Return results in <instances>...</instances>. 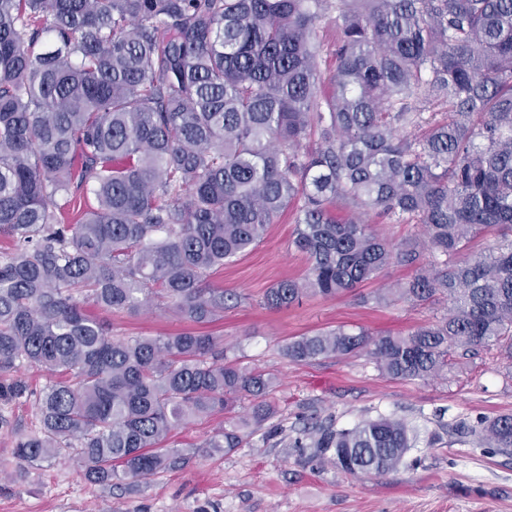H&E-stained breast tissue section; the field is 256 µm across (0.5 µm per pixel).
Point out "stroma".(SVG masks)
<instances>
[{
    "mask_svg": "<svg viewBox=\"0 0 512 512\" xmlns=\"http://www.w3.org/2000/svg\"><path fill=\"white\" fill-rule=\"evenodd\" d=\"M291 214L270 225L263 241L235 263L213 273L209 285L234 293L222 319L194 324L171 313L129 315L101 312L119 336H166L182 331L223 337L243 364L273 372L279 413L273 434L256 433L247 445L218 456L198 447L220 417L177 430L172 445L191 450L180 470L112 489L86 482L74 458L60 456L37 471H20L13 459L16 439L38 428L33 401H0V512H512V456L460 444V423L512 414V360L499 351L454 354L445 377L428 382L389 379L366 352L293 363L282 347L289 341L343 325L372 335L397 333L430 321L446 299L411 305L377 302L372 282L333 299L313 297L287 309L264 304L274 283L300 278L307 263L291 247ZM380 414L406 418L422 438L408 457L413 467L379 479L357 480L330 463L311 460L288 437L299 417L332 418L349 425ZM448 445L427 447L439 423Z\"/></svg>",
    "mask_w": 512,
    "mask_h": 512,
    "instance_id": "stroma-1",
    "label": "stroma"
}]
</instances>
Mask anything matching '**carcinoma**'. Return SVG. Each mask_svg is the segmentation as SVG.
<instances>
[{
    "mask_svg": "<svg viewBox=\"0 0 512 512\" xmlns=\"http://www.w3.org/2000/svg\"><path fill=\"white\" fill-rule=\"evenodd\" d=\"M79 191L95 204L70 219ZM288 211L309 271L269 288L268 308L394 263L414 274L374 300H448L406 334L301 336L289 361L365 351L385 377L426 381L457 352L511 359L512 0H0V372L49 375L33 393L0 384V401L38 411L18 469L67 454L93 485L147 479L187 465L162 445L171 431L247 400L201 444L244 447L276 415L275 374L209 334L115 337L87 305L222 317L235 295L207 278ZM375 218L421 234L396 247ZM489 228L495 243L473 249ZM299 421L289 447L356 478L397 471L419 440L394 415ZM457 432L512 454V415ZM335 14L332 13L331 17L322 19L317 25V42L320 46V57L322 60V68L326 67L327 72L335 69V57L331 53L332 42L336 33V26L334 24Z\"/></svg>",
    "mask_w": 512,
    "mask_h": 512,
    "instance_id": "carcinoma-1",
    "label": "carcinoma"
}]
</instances>
